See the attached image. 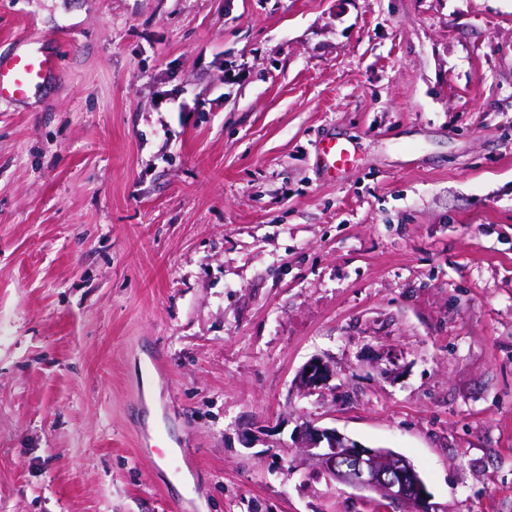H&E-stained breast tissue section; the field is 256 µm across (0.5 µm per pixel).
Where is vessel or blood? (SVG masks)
I'll use <instances>...</instances> for the list:
<instances>
[{
	"instance_id": "1",
	"label": "vessel or blood",
	"mask_w": 512,
	"mask_h": 512,
	"mask_svg": "<svg viewBox=\"0 0 512 512\" xmlns=\"http://www.w3.org/2000/svg\"><path fill=\"white\" fill-rule=\"evenodd\" d=\"M60 71V61L43 43L24 40L11 51L0 54V103L15 104L29 98ZM354 147L344 139L327 138L317 146V159L327 177H335L348 164Z\"/></svg>"
}]
</instances>
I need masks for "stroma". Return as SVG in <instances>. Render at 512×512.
<instances>
[{"mask_svg": "<svg viewBox=\"0 0 512 512\" xmlns=\"http://www.w3.org/2000/svg\"><path fill=\"white\" fill-rule=\"evenodd\" d=\"M22 38L61 72L0 106V512H397L307 422L512 512V0H0ZM353 144L349 140L327 138L320 141L317 146V159L321 169L329 178L342 171L350 161ZM311 369V372H308ZM329 364L321 359H313L304 365L297 374L296 385L304 392L322 391L333 378Z\"/></svg>", "mask_w": 512, "mask_h": 512, "instance_id": "obj_1", "label": "stroma"}]
</instances>
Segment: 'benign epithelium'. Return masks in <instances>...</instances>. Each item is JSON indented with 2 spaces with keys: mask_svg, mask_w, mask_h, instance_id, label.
<instances>
[{
  "mask_svg": "<svg viewBox=\"0 0 512 512\" xmlns=\"http://www.w3.org/2000/svg\"><path fill=\"white\" fill-rule=\"evenodd\" d=\"M333 375L329 364L313 359L298 372L296 385L304 392L321 391ZM293 447L339 484L374 493L403 506V512H437L414 465L388 448H368L334 428L312 424L296 430Z\"/></svg>",
  "mask_w": 512,
  "mask_h": 512,
  "instance_id": "1",
  "label": "benign epithelium"
}]
</instances>
